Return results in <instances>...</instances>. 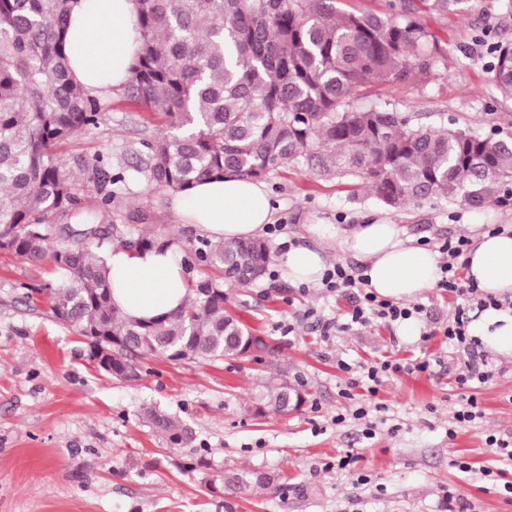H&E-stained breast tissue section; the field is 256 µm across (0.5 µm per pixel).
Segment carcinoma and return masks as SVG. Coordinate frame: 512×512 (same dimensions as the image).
Masks as SVG:
<instances>
[{"instance_id": "obj_1", "label": "carcinoma", "mask_w": 512, "mask_h": 512, "mask_svg": "<svg viewBox=\"0 0 512 512\" xmlns=\"http://www.w3.org/2000/svg\"><path fill=\"white\" fill-rule=\"evenodd\" d=\"M142 45L126 98L164 119L140 142L136 171L147 185L185 192L204 178L233 173L265 179L303 162L321 175H351L398 209L428 197H461L480 208L512 199V137H480L415 122L373 100L374 90L440 69L445 56L419 22L422 13L460 14L468 0H398L390 14L342 10L336 0H139ZM69 0H0V250L49 260L60 279L41 292L56 319L93 348L110 344L111 377L135 381L142 360H222L261 339L224 310V288L261 279L273 259L259 238L201 239L194 259L212 270L189 283L183 307L155 322L122 316L112 302L105 252L155 244L152 215L136 210L112 223L126 177L102 153L67 170L54 147L96 129L99 97L70 77ZM489 73L512 98V43L492 48ZM93 189L98 206L82 207ZM144 230L130 238L137 227ZM257 412L297 410L302 397L270 377ZM145 413L171 445L194 432L155 407ZM254 471L225 476L226 486L268 488Z\"/></svg>"}]
</instances>
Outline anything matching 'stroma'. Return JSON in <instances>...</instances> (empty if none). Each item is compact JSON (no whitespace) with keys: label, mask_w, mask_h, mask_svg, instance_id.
Segmentation results:
<instances>
[{"label":"stroma","mask_w":512,"mask_h":512,"mask_svg":"<svg viewBox=\"0 0 512 512\" xmlns=\"http://www.w3.org/2000/svg\"><path fill=\"white\" fill-rule=\"evenodd\" d=\"M420 22L447 57L448 69L381 88L421 122L473 134L512 135V100L490 80V49L512 42V11L503 0H473L468 11ZM163 123L133 106L123 92L105 98L99 128L59 145L70 170L80 160L111 151L114 171L129 172L133 142L154 136ZM279 234L319 225L325 236L377 216H390L417 245L437 246L473 236L491 224L512 225V206L480 208L461 199L431 198L394 210L350 176L323 177L299 163L266 179ZM138 209L153 214V232L189 252L200 233L180 223L171 195L132 184L113 222ZM263 281L228 291L226 310L270 348L262 360L215 362L146 360L140 380L100 373L80 336L54 317L40 289L54 283L50 264H33L0 251V512H512V496L453 469L460 458L473 468L493 466L487 434L512 433V359L486 353L494 376L477 390L484 412L475 423L453 427L454 379L464 360L440 339L422 343L421 331L446 323L453 311L447 292L429 288L416 297L423 311L416 335L376 323L326 338L322 324L344 320L350 296L324 294L316 285L288 281L279 265ZM427 350L432 373L386 378L378 397L387 406L374 438L351 420L355 401L344 386L338 359L371 363ZM299 389L305 402L286 414L255 413L257 385L274 371ZM155 405L191 425L195 440L172 446L153 432L144 408ZM339 413L347 422L332 421ZM353 451L354 473L335 468ZM258 471L278 479L276 490H225V474Z\"/></svg>","instance_id":"35a3bbf8"}]
</instances>
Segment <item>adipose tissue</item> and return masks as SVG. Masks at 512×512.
<instances>
[{
    "instance_id": "ef3b65f1",
    "label": "adipose tissue",
    "mask_w": 512,
    "mask_h": 512,
    "mask_svg": "<svg viewBox=\"0 0 512 512\" xmlns=\"http://www.w3.org/2000/svg\"><path fill=\"white\" fill-rule=\"evenodd\" d=\"M138 10V0H70L71 68L85 91L105 95L126 82L141 45ZM172 209L181 223L195 225L215 241L261 237L274 220L266 184L231 174L203 179L175 194ZM338 246L364 264L371 288L387 299L414 298L440 277L438 254L411 244L400 225L385 216L343 231ZM329 257L323 243L287 237L278 262L292 281L314 284ZM465 263L468 281L484 295L512 292V234L476 235ZM106 266L112 300L124 315L149 320L170 314L187 296L189 284L176 246L115 247L106 255ZM472 332L489 351L512 357V312L487 308L473 321Z\"/></svg>"
}]
</instances>
